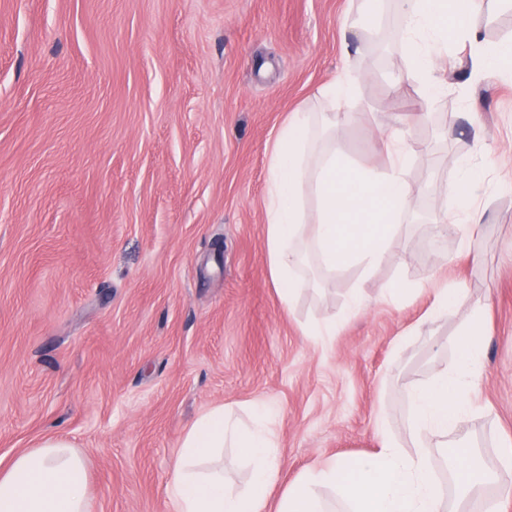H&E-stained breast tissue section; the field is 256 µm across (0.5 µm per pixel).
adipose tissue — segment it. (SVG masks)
<instances>
[{"label":"adipose tissue","instance_id":"obj_1","mask_svg":"<svg viewBox=\"0 0 512 512\" xmlns=\"http://www.w3.org/2000/svg\"><path fill=\"white\" fill-rule=\"evenodd\" d=\"M399 23L389 34L406 61V76L418 79L428 99L448 92L438 63L449 41L468 45L472 75L485 77L512 60V41L490 42L468 17L456 14L454 0H393ZM340 123L329 120L319 133L315 112L302 109L281 125L268 159L265 199L266 258L285 307H294L308 287L307 259L316 256L329 272L350 266L363 272L392 258V243L401 216L421 189L405 177L411 159L403 130L381 134L384 170L355 165L340 148ZM448 192L456 201L454 218H437L435 236H457L461 257L477 264L475 243L483 231V214L472 205L478 172L458 161ZM469 306L468 320L449 342L454 361L433 376L408 385L407 432L414 446L406 451L385 418L374 427L375 450L364 457L311 461L284 489L279 501L271 492L282 469L281 443L274 428L276 411L267 403L251 404V423L240 426L223 407L201 415L183 438L169 499L172 512H331L324 493L332 491L347 512H447L448 500L434 474L430 448L458 453L456 483L479 485L470 471L471 457L452 432L467 428L480 408L473 394L484 370L486 307L470 304L456 285L434 288L424 315L427 323L447 319L450 310ZM233 439L250 467L244 484L225 480L223 468L204 470ZM85 461L67 441L48 438L15 456L0 469V512H88Z\"/></svg>","mask_w":512,"mask_h":512}]
</instances>
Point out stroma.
<instances>
[{"label": "stroma", "instance_id": "1", "mask_svg": "<svg viewBox=\"0 0 512 512\" xmlns=\"http://www.w3.org/2000/svg\"><path fill=\"white\" fill-rule=\"evenodd\" d=\"M353 0H0V462L51 437L84 457L91 512H166L181 442L201 414L279 411L283 469L374 449L384 415L405 438L403 389L453 359L467 316L396 336L440 281L490 300L475 476L512 441V69L470 73L449 44L448 94L405 79L400 48L365 34L342 148L384 168L381 132L405 120L408 182L426 186L368 276L311 262L283 306L265 251L268 155L287 116L343 65ZM480 164V265L430 216L452 211L457 156ZM412 295L391 296L395 284ZM367 300L345 318L353 291ZM316 343L311 324L331 318Z\"/></svg>", "mask_w": 512, "mask_h": 512}]
</instances>
